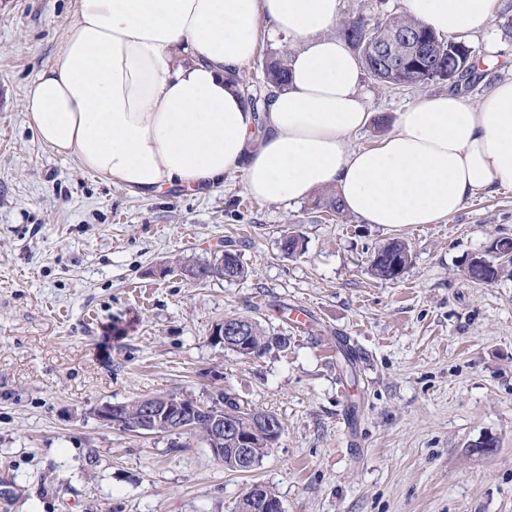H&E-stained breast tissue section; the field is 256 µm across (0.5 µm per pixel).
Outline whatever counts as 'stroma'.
<instances>
[{"label": "stroma", "mask_w": 512, "mask_h": 512, "mask_svg": "<svg viewBox=\"0 0 512 512\" xmlns=\"http://www.w3.org/2000/svg\"><path fill=\"white\" fill-rule=\"evenodd\" d=\"M72 6L0 0V512H234L256 483L283 512H512V266L488 284L465 275L512 238V188L435 224L388 228L326 212L322 191L260 202L237 175L149 197L103 183L43 146L22 110ZM465 41L473 74L460 94L474 104L512 79V0H497L489 34ZM292 50L259 38L239 71L246 97L265 98L266 62ZM450 88L363 77L371 120L351 147ZM289 231L303 252L283 251ZM394 240L409 266L373 277L374 252ZM227 249L246 279L192 282L178 268ZM298 305L309 327L291 322ZM229 316L287 347L246 358L215 345ZM221 391L284 425L251 472L226 470L194 435L134 436L94 414Z\"/></svg>", "instance_id": "stroma-1"}]
</instances>
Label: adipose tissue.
Returning a JSON list of instances; mask_svg holds the SVG:
<instances>
[{
  "label": "adipose tissue",
  "instance_id": "1",
  "mask_svg": "<svg viewBox=\"0 0 512 512\" xmlns=\"http://www.w3.org/2000/svg\"><path fill=\"white\" fill-rule=\"evenodd\" d=\"M437 34L488 32L493 0H404ZM339 0H75L23 102L54 153L137 195L239 174L249 195L298 202L332 189L367 224H434L512 187V80L476 105L448 92L350 149L371 115L360 64L333 36ZM294 47L290 79L253 111L234 80L261 30Z\"/></svg>",
  "mask_w": 512,
  "mask_h": 512
}]
</instances>
